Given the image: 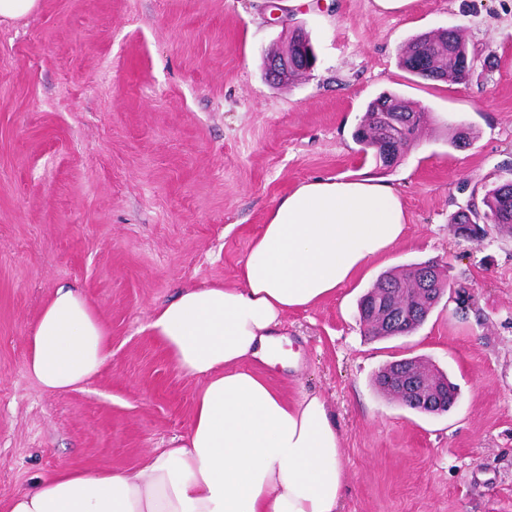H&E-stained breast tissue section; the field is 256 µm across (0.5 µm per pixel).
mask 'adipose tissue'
<instances>
[{"label": "adipose tissue", "instance_id": "adipose-tissue-1", "mask_svg": "<svg viewBox=\"0 0 512 512\" xmlns=\"http://www.w3.org/2000/svg\"><path fill=\"white\" fill-rule=\"evenodd\" d=\"M400 195L371 180L316 177L271 209L235 284L186 288L148 325L204 387L187 438L135 469L61 470L0 512H342L347 471L336 419L319 395L291 398L251 369L270 361L291 311L335 295L403 238ZM106 329L91 304L58 288L30 338L27 367L64 392L100 372Z\"/></svg>", "mask_w": 512, "mask_h": 512}]
</instances>
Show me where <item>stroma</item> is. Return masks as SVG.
Returning <instances> with one entry per match:
<instances>
[{"instance_id": "stroma-1", "label": "stroma", "mask_w": 512, "mask_h": 512, "mask_svg": "<svg viewBox=\"0 0 512 512\" xmlns=\"http://www.w3.org/2000/svg\"><path fill=\"white\" fill-rule=\"evenodd\" d=\"M303 28L311 75L266 81L265 56ZM462 29L466 83L399 65L416 36ZM394 91L425 109L394 167L352 132ZM472 129L462 148L454 126ZM314 176L399 190L404 239L336 296L288 313L286 364L255 368L288 397L322 396L341 431L344 512H512V236L459 237L452 216L512 178V0H39L0 21V505L60 470L135 468L186 438L201 380L148 329L180 288L232 284L272 206ZM433 261L452 286L415 333L372 341L360 298L384 271ZM77 287L110 356L81 388L41 389L28 338ZM418 357L458 389L446 413L377 390Z\"/></svg>"}]
</instances>
